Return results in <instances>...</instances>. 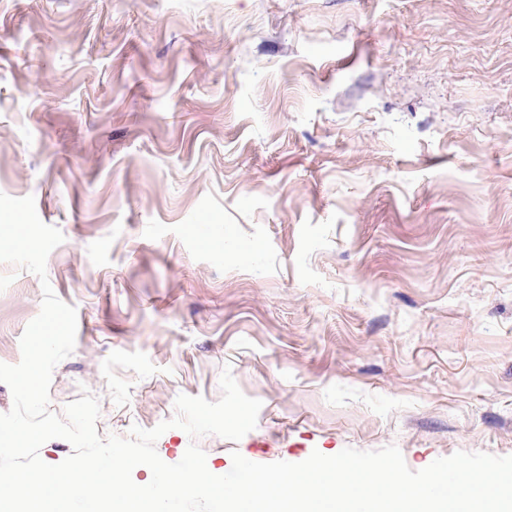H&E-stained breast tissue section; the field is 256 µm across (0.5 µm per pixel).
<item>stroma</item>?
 Wrapping results in <instances>:
<instances>
[{
    "label": "stroma",
    "instance_id": "35a3bbf8",
    "mask_svg": "<svg viewBox=\"0 0 512 512\" xmlns=\"http://www.w3.org/2000/svg\"><path fill=\"white\" fill-rule=\"evenodd\" d=\"M0 193L77 311L49 409L220 399L232 452L512 455V0H0ZM36 275L0 262V363Z\"/></svg>",
    "mask_w": 512,
    "mask_h": 512
}]
</instances>
